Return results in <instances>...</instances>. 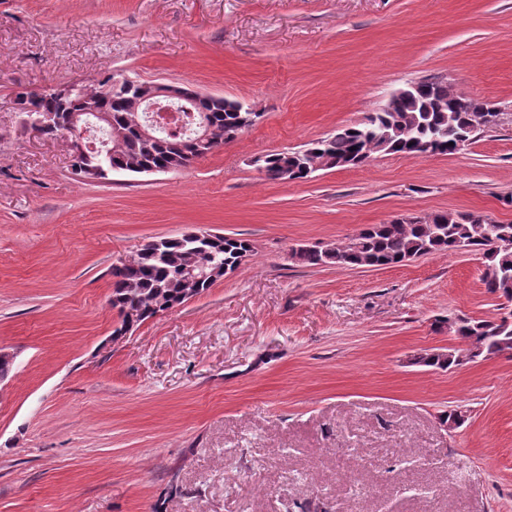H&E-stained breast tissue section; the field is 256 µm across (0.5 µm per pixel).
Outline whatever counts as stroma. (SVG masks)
Wrapping results in <instances>:
<instances>
[{"mask_svg": "<svg viewBox=\"0 0 512 512\" xmlns=\"http://www.w3.org/2000/svg\"><path fill=\"white\" fill-rule=\"evenodd\" d=\"M240 101L254 125L171 173L74 175L15 96L109 75ZM423 79L494 101L448 155L306 180L255 158L354 126ZM512 224V0H0V512H512V355L447 371L448 314L497 319L481 252L301 267L398 217ZM198 228L255 251L113 337L109 271ZM462 409L456 430L442 411Z\"/></svg>", "mask_w": 512, "mask_h": 512, "instance_id": "35a3bbf8", "label": "stroma"}]
</instances>
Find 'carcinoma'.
Wrapping results in <instances>:
<instances>
[{"label": "carcinoma", "mask_w": 512, "mask_h": 512, "mask_svg": "<svg viewBox=\"0 0 512 512\" xmlns=\"http://www.w3.org/2000/svg\"><path fill=\"white\" fill-rule=\"evenodd\" d=\"M107 78L94 89L83 88L71 100L84 97L100 99L103 109L111 113L112 127L123 135L110 141L112 166H162L173 162L179 144H188L195 129L197 113H192L188 128L177 135L161 132L163 139L146 142L134 122V101L139 94L111 87ZM466 101L458 111L448 104V84L439 80L414 83L411 93L394 102L393 111L375 112L366 122L336 130L333 135L296 151L267 154L254 164L270 181H295L308 178L315 168H346L364 164L373 154L426 157L456 151V144H466L481 128L499 124L501 113L486 112L480 98L458 95ZM206 111L212 134L225 137L239 135L250 127L238 101L216 97L185 105ZM466 247L483 253L485 269L482 282L486 291L512 300V224L487 221L474 214L435 213L428 223L416 219L399 224H372L344 245L326 244L320 250L298 248L291 259L305 267L336 265L347 269L373 268L399 264L415 257L437 252L455 253ZM255 251L252 240L224 237L205 243L197 231L175 237L159 238L138 252L127 265L112 266V309L118 316L134 312L146 321L169 308L182 305L190 297L209 290L215 281L208 277L190 282L184 270L191 265L221 268L228 274L240 267V259ZM457 338L463 346L452 350L433 349L413 358L418 366L447 370L485 358L486 350L512 351V314L495 320L460 317Z\"/></svg>", "instance_id": "carcinoma-1"}]
</instances>
